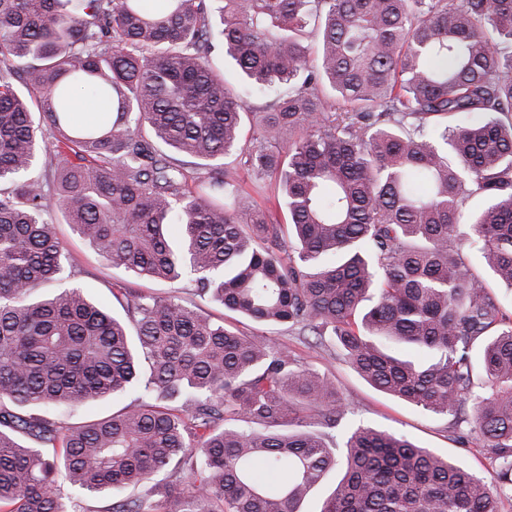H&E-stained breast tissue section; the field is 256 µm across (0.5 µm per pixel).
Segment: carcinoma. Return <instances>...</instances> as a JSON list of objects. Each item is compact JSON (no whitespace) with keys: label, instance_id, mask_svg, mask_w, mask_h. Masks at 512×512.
I'll return each mask as SVG.
<instances>
[{"label":"carcinoma","instance_id":"cac0c4a2","mask_svg":"<svg viewBox=\"0 0 512 512\" xmlns=\"http://www.w3.org/2000/svg\"><path fill=\"white\" fill-rule=\"evenodd\" d=\"M218 47L273 96L250 140ZM79 91L108 104L86 128ZM243 171L275 178L286 223L245 204ZM56 210L171 291L117 289L122 317L79 286L38 294L69 266ZM461 224L512 288V0H0V512H65L64 483L107 512H301L336 470L319 512H500L512 310ZM186 279L470 424L495 474L361 425L337 446L334 382L213 321ZM161 472L164 499L125 494ZM128 400L129 399L112 401V398H108L103 401H99L93 405L88 406L87 408L76 414L74 417L71 418V422L91 420L110 415L112 414V410H116L121 405L128 402Z\"/></svg>","mask_w":512,"mask_h":512}]
</instances>
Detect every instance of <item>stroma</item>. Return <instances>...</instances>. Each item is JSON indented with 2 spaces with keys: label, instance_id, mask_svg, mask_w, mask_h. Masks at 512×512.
<instances>
[{
  "label": "stroma",
  "instance_id": "stroma-1",
  "mask_svg": "<svg viewBox=\"0 0 512 512\" xmlns=\"http://www.w3.org/2000/svg\"><path fill=\"white\" fill-rule=\"evenodd\" d=\"M56 228L75 270L73 283L99 305L112 308L111 290L119 283L136 290L167 292V285L139 280L113 269L88 239L64 221H57ZM237 325L248 334L273 339L295 354L303 365L328 375L335 382L348 403L345 426L337 430V441H344L347 427L363 425L405 435L415 445L460 462L481 477L490 476L497 469L496 458L469 425L451 427L449 417L423 412L374 389L336 351L304 345L284 326H264L243 317L238 318Z\"/></svg>",
  "mask_w": 512,
  "mask_h": 512
}]
</instances>
